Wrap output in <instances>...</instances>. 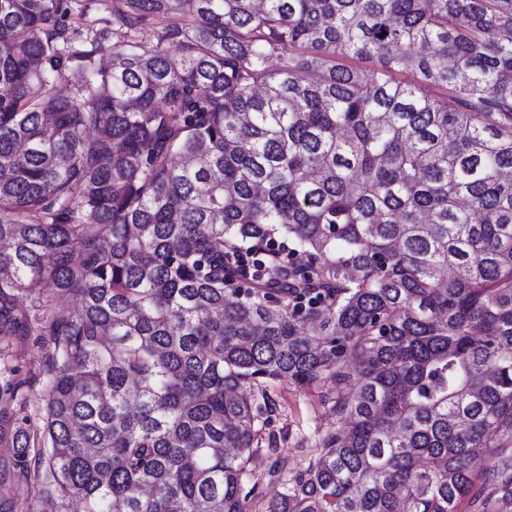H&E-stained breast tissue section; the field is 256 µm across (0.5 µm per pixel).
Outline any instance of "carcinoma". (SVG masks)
<instances>
[{"mask_svg": "<svg viewBox=\"0 0 512 512\" xmlns=\"http://www.w3.org/2000/svg\"><path fill=\"white\" fill-rule=\"evenodd\" d=\"M74 2L0 0V344L49 348L39 428L0 349V512H247L283 379L336 426L265 512H458L512 441V0ZM491 464L500 470L512 472V451H487L481 453V455L473 460L474 470L477 475H480L483 469ZM15 512H42L43 505L24 483H16L12 492Z\"/></svg>", "mask_w": 512, "mask_h": 512, "instance_id": "cac0c4a2", "label": "carcinoma"}]
</instances>
